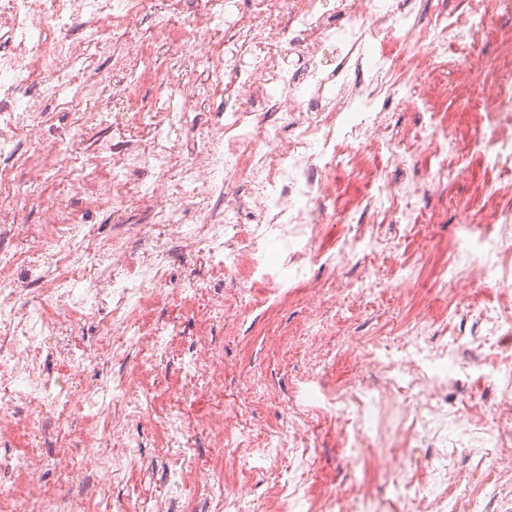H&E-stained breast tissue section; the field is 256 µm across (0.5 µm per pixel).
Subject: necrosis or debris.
Returning a JSON list of instances; mask_svg holds the SVG:
<instances>
[{
	"mask_svg": "<svg viewBox=\"0 0 512 512\" xmlns=\"http://www.w3.org/2000/svg\"><path fill=\"white\" fill-rule=\"evenodd\" d=\"M182 4L0 0V437L17 429L35 445L0 457V512H89L94 501L103 512H248L223 480L191 481L206 438L232 468L287 464L273 489L279 512H512V30L494 53L475 48L492 18H512V0L455 9L447 0H200L189 18ZM104 54L129 83L112 98L113 136L89 145L83 133L102 114L93 60ZM148 72L153 92L136 98ZM187 91L199 112L223 92L222 122L172 107ZM58 100L71 115L61 131L42 109ZM395 102L418 112L420 130L393 123ZM450 102L475 116L468 142L444 119ZM474 152L495 179L462 217L431 290L452 313L475 303L458 335L438 340L442 322L427 313L399 335L350 339V378L310 371L289 395L285 429L257 441L248 387L220 384L222 361L202 345L185 364L184 389L204 387L232 408L220 429L180 409L160 417L164 472L145 461L137 428L155 397L125 368L82 403L109 482L91 481L77 453L44 452L46 436L61 432L55 412L72 399L69 375L131 354L152 364L167 352L175 330L145 328L151 305L203 297L217 315L255 313L316 266L331 283L310 290L312 306L402 295L422 268L401 247L441 223L427 200L447 198ZM421 159L420 178L412 171ZM398 170L404 179H393ZM343 178L358 185L349 202ZM48 181L65 198L45 195ZM74 199L111 213L116 231L84 223ZM27 200L41 223L21 224ZM322 224L355 230L325 250ZM186 258L236 279L234 293H206L194 273L171 284ZM105 304L111 315L87 352L67 319ZM464 380L491 387L492 402L467 415L450 407L449 389ZM17 403L30 406L19 421ZM318 424L338 425L345 457L339 484L316 496ZM368 448L386 496L356 477ZM458 456L473 463L464 484L448 466ZM50 471L66 488L54 498L44 493Z\"/></svg>",
	"mask_w": 512,
	"mask_h": 512,
	"instance_id": "4bbe7bcc",
	"label": "necrosis or debris"
}]
</instances>
